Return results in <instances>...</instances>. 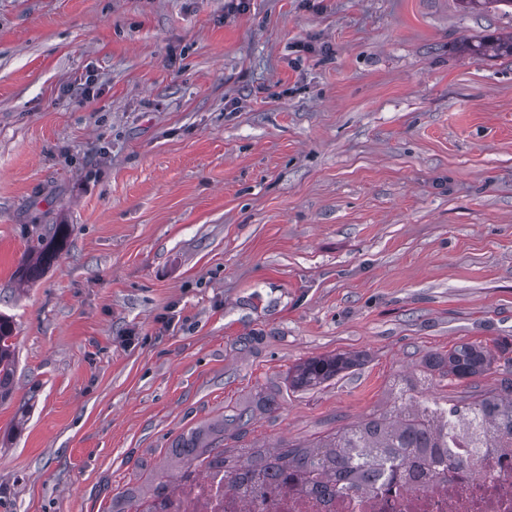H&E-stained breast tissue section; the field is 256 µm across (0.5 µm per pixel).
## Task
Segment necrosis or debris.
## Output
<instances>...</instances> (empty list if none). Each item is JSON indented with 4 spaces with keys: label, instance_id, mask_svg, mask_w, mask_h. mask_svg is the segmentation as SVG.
Wrapping results in <instances>:
<instances>
[{
    "label": "necrosis or debris",
    "instance_id": "1",
    "mask_svg": "<svg viewBox=\"0 0 512 512\" xmlns=\"http://www.w3.org/2000/svg\"><path fill=\"white\" fill-rule=\"evenodd\" d=\"M449 454L461 465L433 480L420 464L390 469L371 488L307 487L300 473L268 479L258 491L260 512H512V443L484 452L448 430ZM246 495L224 485L221 453L198 461L176 490L151 500L145 512H243Z\"/></svg>",
    "mask_w": 512,
    "mask_h": 512
}]
</instances>
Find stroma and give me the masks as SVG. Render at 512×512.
I'll return each mask as SVG.
<instances>
[{"mask_svg":"<svg viewBox=\"0 0 512 512\" xmlns=\"http://www.w3.org/2000/svg\"><path fill=\"white\" fill-rule=\"evenodd\" d=\"M509 37L462 0H0V512H110L199 430L315 445L404 377L496 387L430 362L512 357ZM68 235V225H55L51 240L42 246L37 256L22 269L20 278L33 280L39 275L44 265L54 262L62 252ZM13 328L8 317L0 314V401L11 391L15 368V345L12 342ZM495 356L487 345L477 342H464L453 346L448 354L437 357L440 377L453 379L478 378L492 366ZM360 361V355L345 354L310 358L295 367L289 384L295 389L314 387L352 369Z\"/></svg>","mask_w":512,"mask_h":512,"instance_id":"1","label":"stroma"}]
</instances>
